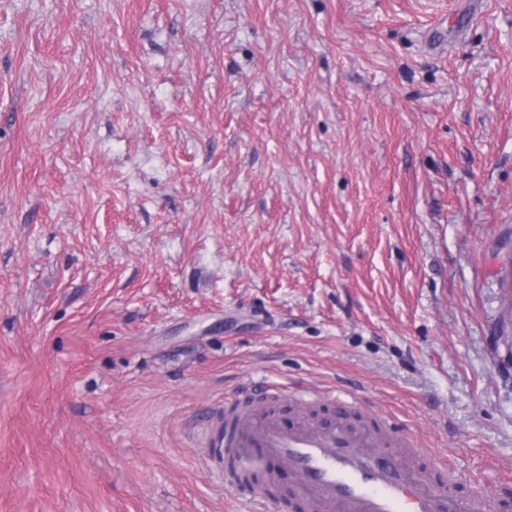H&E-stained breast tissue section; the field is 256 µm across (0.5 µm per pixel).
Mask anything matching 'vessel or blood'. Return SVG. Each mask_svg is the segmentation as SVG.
Listing matches in <instances>:
<instances>
[{
    "label": "vessel or blood",
    "mask_w": 512,
    "mask_h": 512,
    "mask_svg": "<svg viewBox=\"0 0 512 512\" xmlns=\"http://www.w3.org/2000/svg\"><path fill=\"white\" fill-rule=\"evenodd\" d=\"M201 448L210 468L236 484L253 469L291 471L292 501L302 512H497L496 499H459L436 489L427 467H413L411 448L371 435L343 416L286 426L264 406L240 401L215 416Z\"/></svg>",
    "instance_id": "b4317fda"
}]
</instances>
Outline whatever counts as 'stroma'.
<instances>
[{
    "mask_svg": "<svg viewBox=\"0 0 512 512\" xmlns=\"http://www.w3.org/2000/svg\"><path fill=\"white\" fill-rule=\"evenodd\" d=\"M511 271L512 0H0V512H251L272 385L512 512Z\"/></svg>",
    "mask_w": 512,
    "mask_h": 512,
    "instance_id": "obj_1",
    "label": "stroma"
}]
</instances>
